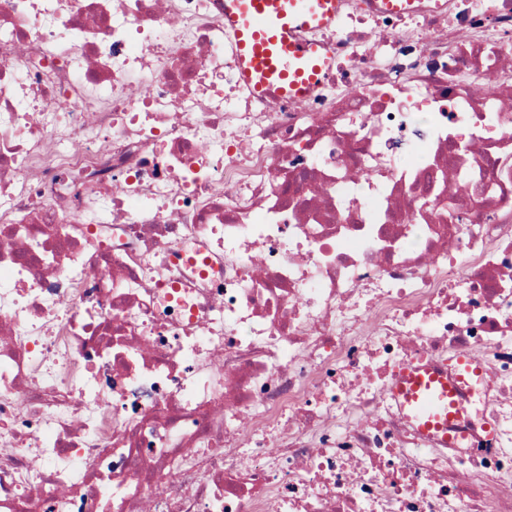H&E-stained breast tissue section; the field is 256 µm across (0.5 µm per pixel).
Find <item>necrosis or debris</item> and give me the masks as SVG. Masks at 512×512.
Returning a JSON list of instances; mask_svg holds the SVG:
<instances>
[{
    "instance_id": "4bbe7bcc",
    "label": "necrosis or debris",
    "mask_w": 512,
    "mask_h": 512,
    "mask_svg": "<svg viewBox=\"0 0 512 512\" xmlns=\"http://www.w3.org/2000/svg\"><path fill=\"white\" fill-rule=\"evenodd\" d=\"M300 37L266 99L224 0H0V512H512V0ZM448 371H437L429 364L408 366L397 378L393 394L401 406L410 409L407 417L418 428L429 433L432 429L444 431L442 439L448 444Z\"/></svg>"
}]
</instances>
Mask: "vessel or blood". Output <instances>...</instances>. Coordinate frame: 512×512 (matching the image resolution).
<instances>
[{
	"mask_svg": "<svg viewBox=\"0 0 512 512\" xmlns=\"http://www.w3.org/2000/svg\"><path fill=\"white\" fill-rule=\"evenodd\" d=\"M337 0H224V26L234 37L245 85L262 96L305 97L328 68L314 43L297 39V30L326 26ZM407 417L422 432L448 428L452 390L447 372L431 365L402 369L393 390Z\"/></svg>",
	"mask_w": 512,
	"mask_h": 512,
	"instance_id": "b4317fda",
	"label": "vessel or blood"
}]
</instances>
